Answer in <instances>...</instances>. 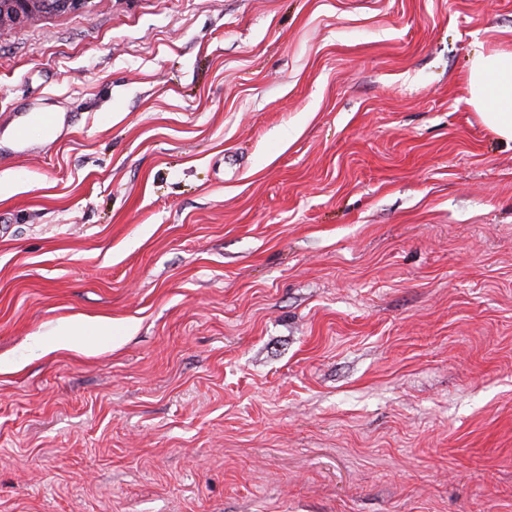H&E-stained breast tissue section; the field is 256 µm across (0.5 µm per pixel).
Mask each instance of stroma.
Returning <instances> with one entry per match:
<instances>
[{
	"label": "stroma",
	"mask_w": 512,
	"mask_h": 512,
	"mask_svg": "<svg viewBox=\"0 0 512 512\" xmlns=\"http://www.w3.org/2000/svg\"><path fill=\"white\" fill-rule=\"evenodd\" d=\"M508 48L512 0L0 28V122L72 114L0 162V512H512ZM468 88L483 125L512 142V50L480 54L470 67Z\"/></svg>",
	"instance_id": "35a3bbf8"
}]
</instances>
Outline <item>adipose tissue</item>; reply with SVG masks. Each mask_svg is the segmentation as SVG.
<instances>
[{
	"mask_svg": "<svg viewBox=\"0 0 512 512\" xmlns=\"http://www.w3.org/2000/svg\"><path fill=\"white\" fill-rule=\"evenodd\" d=\"M468 88L483 125L512 142V50L480 54L470 67Z\"/></svg>",
	"mask_w": 512,
	"mask_h": 512,
	"instance_id": "obj_1",
	"label": "adipose tissue"
}]
</instances>
